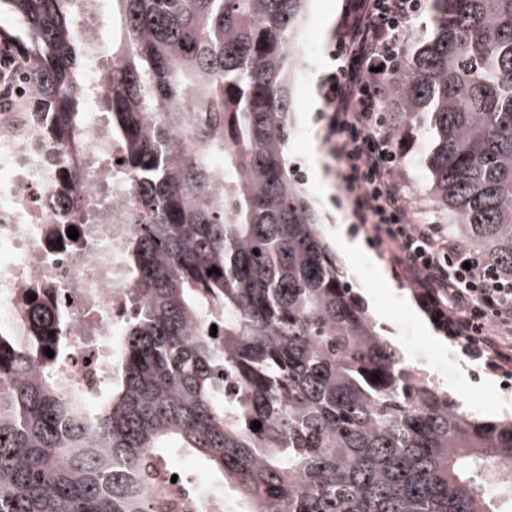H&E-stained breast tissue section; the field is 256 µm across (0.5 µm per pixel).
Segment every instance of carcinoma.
Returning a JSON list of instances; mask_svg holds the SVG:
<instances>
[{
  "instance_id": "cac0c4a2",
  "label": "carcinoma",
  "mask_w": 512,
  "mask_h": 512,
  "mask_svg": "<svg viewBox=\"0 0 512 512\" xmlns=\"http://www.w3.org/2000/svg\"><path fill=\"white\" fill-rule=\"evenodd\" d=\"M114 3L105 105L140 200L142 300L95 405L36 373L64 336L45 307L0 330V512H149L140 466L168 449L224 474L249 512H512V493L509 508L483 493L512 473V420L469 418L397 356L288 167L306 0ZM428 5L432 34L391 78L390 133L426 131L448 234L512 279V0ZM1 14L28 111L73 149L91 66L73 0H0ZM81 178L75 162L62 172L68 224Z\"/></svg>"
}]
</instances>
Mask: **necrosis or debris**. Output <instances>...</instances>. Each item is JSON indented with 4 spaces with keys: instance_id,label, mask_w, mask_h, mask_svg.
<instances>
[{
    "instance_id": "4bbe7bcc",
    "label": "necrosis or debris",
    "mask_w": 512,
    "mask_h": 512,
    "mask_svg": "<svg viewBox=\"0 0 512 512\" xmlns=\"http://www.w3.org/2000/svg\"><path fill=\"white\" fill-rule=\"evenodd\" d=\"M103 9L104 0H77L78 29L96 59L79 148L87 221L77 239L58 221L60 168L34 113L19 107L29 96L24 74L16 76L18 106L0 112V327L18 326L34 302L55 308L66 320L68 347L46 365L62 390L87 396L111 377L112 338L137 313L140 292L126 259L138 198L101 111L107 64L96 19ZM147 469L157 512H241L220 477L161 457L149 459Z\"/></svg>"
}]
</instances>
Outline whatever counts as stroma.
Listing matches in <instances>:
<instances>
[{
	"mask_svg": "<svg viewBox=\"0 0 512 512\" xmlns=\"http://www.w3.org/2000/svg\"><path fill=\"white\" fill-rule=\"evenodd\" d=\"M347 8V0H309L298 35L299 41H312L319 49L316 59L299 60L291 75L296 102L292 115L293 131L288 148L291 171L301 180L315 205L322 230L333 247L340 249L342 234L365 237L355 224L341 176V165L334 159L326 139L327 114L319 82L329 69V44ZM425 148L423 136L399 147V177L415 223L447 224L448 213L439 206L426 187V176L419 158ZM322 154L332 177L330 191H323L315 180L313 156ZM384 269L394 290L383 288L377 269ZM341 269L357 300L372 318L388 316L392 335L389 342L403 358L430 376L450 400L464 404L470 413L486 421L512 418V383L488 371L483 361L466 355L461 347L434 326L423 310L410 274L396 266L383 249L367 246L363 258L342 263Z\"/></svg>",
	"mask_w": 512,
	"mask_h": 512,
	"instance_id": "stroma-1",
	"label": "stroma"
}]
</instances>
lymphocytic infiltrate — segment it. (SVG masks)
<instances>
[{
  "label": "lymphocytic infiltrate",
  "instance_id": "1",
  "mask_svg": "<svg viewBox=\"0 0 512 512\" xmlns=\"http://www.w3.org/2000/svg\"><path fill=\"white\" fill-rule=\"evenodd\" d=\"M421 0H349L321 81L328 141L343 164L356 223L408 271L431 319L473 358L512 367V281L501 282L436 225L416 224L397 176L398 153L382 103Z\"/></svg>",
  "mask_w": 512,
  "mask_h": 512
}]
</instances>
